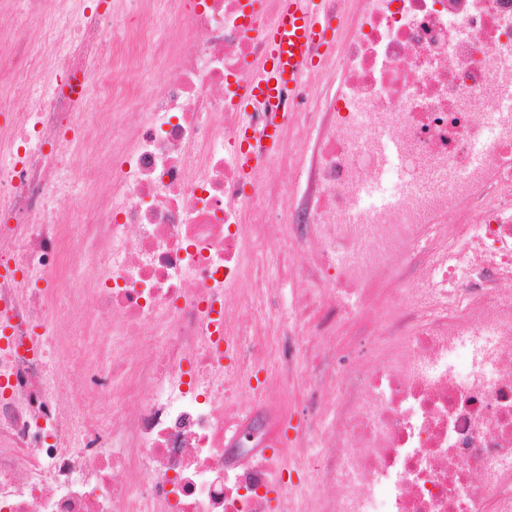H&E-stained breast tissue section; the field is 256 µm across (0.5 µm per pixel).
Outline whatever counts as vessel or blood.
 Wrapping results in <instances>:
<instances>
[{"label": "vessel or blood", "instance_id": "1", "mask_svg": "<svg viewBox=\"0 0 512 512\" xmlns=\"http://www.w3.org/2000/svg\"><path fill=\"white\" fill-rule=\"evenodd\" d=\"M328 26L314 0H280L277 18L261 33L266 43L265 64L248 80L252 99L272 98L275 86L294 82L314 66L313 49L325 43Z\"/></svg>", "mask_w": 512, "mask_h": 512}]
</instances>
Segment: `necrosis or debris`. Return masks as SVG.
<instances>
[{"label":"necrosis or debris","instance_id":"obj_1","mask_svg":"<svg viewBox=\"0 0 512 512\" xmlns=\"http://www.w3.org/2000/svg\"><path fill=\"white\" fill-rule=\"evenodd\" d=\"M22 2L0 512H512V0H359L334 95L307 76L247 110L278 0ZM291 126L318 130L297 194L267 143ZM231 297L255 312L232 331ZM299 380L300 416L276 410Z\"/></svg>","mask_w":512,"mask_h":512}]
</instances>
